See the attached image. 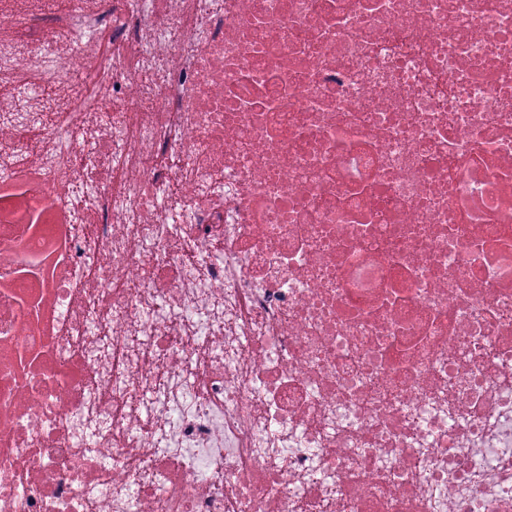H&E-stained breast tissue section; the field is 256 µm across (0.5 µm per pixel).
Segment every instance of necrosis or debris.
Wrapping results in <instances>:
<instances>
[{"instance_id":"1","label":"necrosis or debris","mask_w":512,"mask_h":512,"mask_svg":"<svg viewBox=\"0 0 512 512\" xmlns=\"http://www.w3.org/2000/svg\"><path fill=\"white\" fill-rule=\"evenodd\" d=\"M22 168L0 512H512V0L0 2Z\"/></svg>"}]
</instances>
